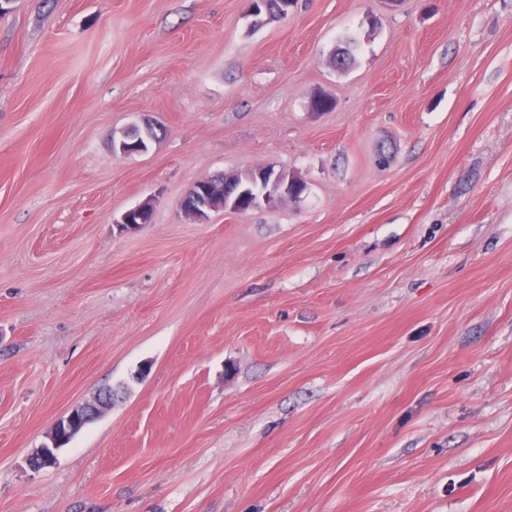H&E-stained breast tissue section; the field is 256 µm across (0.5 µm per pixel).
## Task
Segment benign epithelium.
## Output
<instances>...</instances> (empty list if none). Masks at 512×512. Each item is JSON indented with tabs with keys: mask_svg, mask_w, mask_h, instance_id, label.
<instances>
[{
	"mask_svg": "<svg viewBox=\"0 0 512 512\" xmlns=\"http://www.w3.org/2000/svg\"><path fill=\"white\" fill-rule=\"evenodd\" d=\"M160 127L153 124L150 118L143 119L139 125L123 131L118 138H112V152L118 157H126L132 154H143L149 151L151 144L157 142L154 131ZM206 183L200 180L190 187L179 201L181 215L188 221L199 222L208 218L209 213L218 211L237 212V208L224 204V196L213 195L205 201L196 199L195 190ZM294 200L296 196L288 194L287 190L280 187L278 177H273L267 189L256 196L249 210L253 211L268 207L280 200ZM153 202L148 200L125 211L119 218L113 220L121 231H131L142 225V218L152 215ZM115 401V393L107 388L100 391L92 400L82 403L65 416L60 418L47 435V441L36 448L30 458L29 465L34 469H41L50 465L56 458L59 449L68 445L71 440L91 421L100 417L108 409L112 408Z\"/></svg>",
	"mask_w": 512,
	"mask_h": 512,
	"instance_id": "7a95c632",
	"label": "benign epithelium"
}]
</instances>
